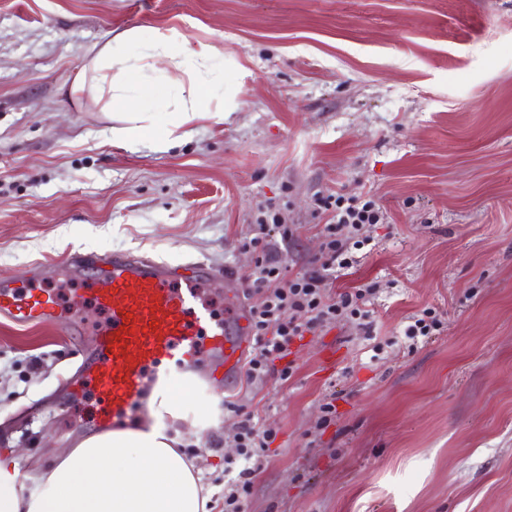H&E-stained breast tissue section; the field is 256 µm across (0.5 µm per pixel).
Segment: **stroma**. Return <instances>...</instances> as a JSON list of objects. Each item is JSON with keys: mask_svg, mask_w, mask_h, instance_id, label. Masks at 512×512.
I'll return each instance as SVG.
<instances>
[{"mask_svg": "<svg viewBox=\"0 0 512 512\" xmlns=\"http://www.w3.org/2000/svg\"><path fill=\"white\" fill-rule=\"evenodd\" d=\"M132 27L179 33L155 97L212 44L237 109L185 140L144 112L147 141L119 145L110 97L71 88ZM331 194L383 213L327 285L374 284L371 327L305 334L288 379H234L219 428L185 447L214 512L240 407L275 433L246 512H512V0H0V276L77 251L202 259L247 306L261 209L291 230L292 277L315 267ZM426 308L443 328L408 348ZM82 315L80 335L0 318V453L21 471L97 427L66 382L94 340Z\"/></svg>", "mask_w": 512, "mask_h": 512, "instance_id": "1", "label": "stroma"}]
</instances>
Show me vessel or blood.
Wrapping results in <instances>:
<instances>
[{"mask_svg":"<svg viewBox=\"0 0 512 512\" xmlns=\"http://www.w3.org/2000/svg\"><path fill=\"white\" fill-rule=\"evenodd\" d=\"M100 258L72 256L68 270L86 271L75 304L104 314L97 339L78 376L80 387L104 402L97 423L109 425L140 400L151 374L165 359L199 353L214 388L241 370L249 350L246 321L236 300L230 319L217 316L200 285L221 287L223 277L206 262L158 263L145 256L115 255L99 272ZM0 317L19 325L49 324L73 331L55 294L41 282L15 284L0 277Z\"/></svg>","mask_w":512,"mask_h":512,"instance_id":"b4317fda","label":"vessel or blood"}]
</instances>
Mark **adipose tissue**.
<instances>
[{
	"instance_id": "1",
	"label": "adipose tissue",
	"mask_w": 512,
	"mask_h": 512,
	"mask_svg": "<svg viewBox=\"0 0 512 512\" xmlns=\"http://www.w3.org/2000/svg\"><path fill=\"white\" fill-rule=\"evenodd\" d=\"M141 38L137 28L116 34L77 75L73 92L94 88L109 95L118 110L140 104L147 91L138 77L170 58L178 34L154 29L145 51L130 55L129 45ZM218 54L211 44L193 50L189 80L178 85L175 106L157 102L154 111L175 109L179 128L208 114L223 119V110L210 108L217 90L212 62ZM203 387L190 371L160 376L149 399L148 422L78 435L49 465L36 467L26 484L17 481L15 458L0 459V512H211L210 491L194 461L178 449L184 430H196L203 421L220 424L221 399Z\"/></svg>"
}]
</instances>
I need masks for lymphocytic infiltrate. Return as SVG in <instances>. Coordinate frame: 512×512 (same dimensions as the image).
<instances>
[{"mask_svg": "<svg viewBox=\"0 0 512 512\" xmlns=\"http://www.w3.org/2000/svg\"><path fill=\"white\" fill-rule=\"evenodd\" d=\"M327 205L335 215L332 223L323 227L314 271L286 278L273 255L274 246L267 239L271 230L282 226L278 213L263 211L257 219L255 236L243 243L244 249L255 256L250 291L256 300L249 308L255 348L247 362L249 380H263L275 370L281 379H288L291 369L283 361L296 338L342 320L365 328L370 325L372 312L368 304L373 288H359L334 297L328 294L325 280L356 263V253L366 243L360 235L362 228L380 223L382 213L374 200L357 196L339 195L328 200ZM274 439V431L259 427L251 414H243L234 435L237 456L224 462V471L229 475L224 484V512H244L253 478L262 465L259 451Z\"/></svg>", "mask_w": 512, "mask_h": 512, "instance_id": "obj_1", "label": "lymphocytic infiltrate"}]
</instances>
